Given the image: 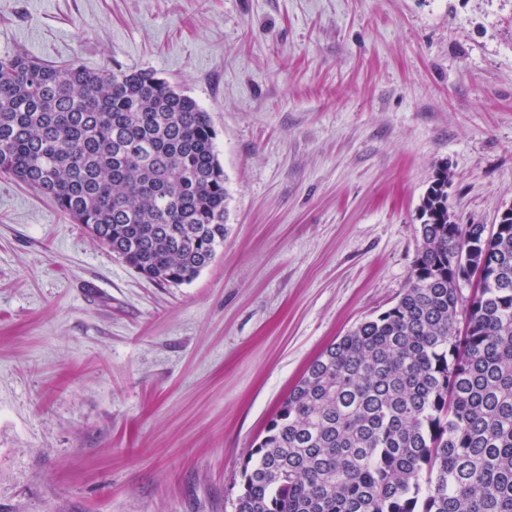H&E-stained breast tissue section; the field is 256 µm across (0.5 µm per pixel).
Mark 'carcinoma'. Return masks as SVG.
<instances>
[{"mask_svg":"<svg viewBox=\"0 0 512 512\" xmlns=\"http://www.w3.org/2000/svg\"><path fill=\"white\" fill-rule=\"evenodd\" d=\"M211 118L148 70L0 58V173L129 267L192 282L224 245ZM448 168L397 303L327 347L241 468L236 512H512V207L460 224ZM484 271L463 294L451 266Z\"/></svg>","mask_w":512,"mask_h":512,"instance_id":"cac0c4a2","label":"carcinoma"}]
</instances>
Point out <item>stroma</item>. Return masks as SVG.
I'll list each match as a JSON object with an SVG mask.
<instances>
[{
  "mask_svg": "<svg viewBox=\"0 0 512 512\" xmlns=\"http://www.w3.org/2000/svg\"><path fill=\"white\" fill-rule=\"evenodd\" d=\"M150 69L209 112L227 234L161 285L0 174V512H235L308 366L388 310L437 168L512 206V0H0V56Z\"/></svg>",
  "mask_w": 512,
  "mask_h": 512,
  "instance_id": "35a3bbf8",
  "label": "stroma"
}]
</instances>
